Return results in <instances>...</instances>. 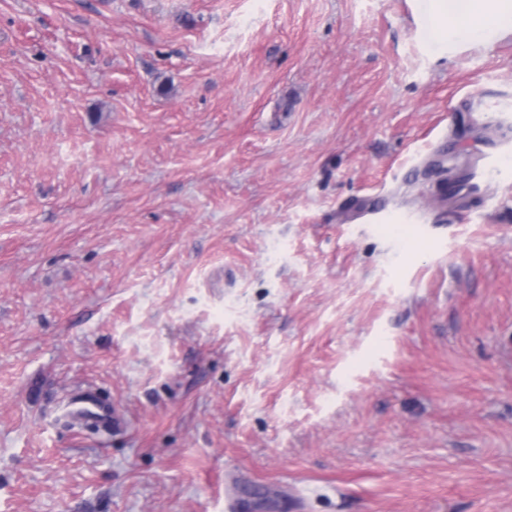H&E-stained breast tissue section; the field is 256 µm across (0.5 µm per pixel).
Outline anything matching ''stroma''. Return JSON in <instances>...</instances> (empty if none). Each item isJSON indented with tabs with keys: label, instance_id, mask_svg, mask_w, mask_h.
I'll return each instance as SVG.
<instances>
[{
	"label": "stroma",
	"instance_id": "1",
	"mask_svg": "<svg viewBox=\"0 0 512 512\" xmlns=\"http://www.w3.org/2000/svg\"><path fill=\"white\" fill-rule=\"evenodd\" d=\"M501 117L414 0H0V512H512V202L429 158ZM347 223L361 224H427L429 217L423 210L398 205L379 207L375 203H362L358 210L345 213ZM74 405L76 407L72 410V415L77 422L95 424L105 430H110L117 424L115 408L100 403L91 392L84 393Z\"/></svg>",
	"mask_w": 512,
	"mask_h": 512
}]
</instances>
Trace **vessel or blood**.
I'll use <instances>...</instances> for the list:
<instances>
[{
    "mask_svg": "<svg viewBox=\"0 0 512 512\" xmlns=\"http://www.w3.org/2000/svg\"><path fill=\"white\" fill-rule=\"evenodd\" d=\"M512 185V141L508 138L479 139L468 157L448 158V179L441 191V203L454 213H470L491 194L492 186ZM345 222L364 224H425L429 217L423 210L394 205L380 207L361 204L345 213ZM76 421L109 430L116 426L113 407L100 403L92 393H84L72 411Z\"/></svg>",
    "mask_w": 512,
    "mask_h": 512,
    "instance_id": "obj_1",
    "label": "vessel or blood"
}]
</instances>
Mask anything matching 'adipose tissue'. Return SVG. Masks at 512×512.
I'll list each match as a JSON object with an SVG mask.
<instances>
[{
	"mask_svg": "<svg viewBox=\"0 0 512 512\" xmlns=\"http://www.w3.org/2000/svg\"><path fill=\"white\" fill-rule=\"evenodd\" d=\"M415 13L446 54L512 35V0H415Z\"/></svg>",
	"mask_w": 512,
	"mask_h": 512,
	"instance_id": "adipose-tissue-1",
	"label": "adipose tissue"
}]
</instances>
